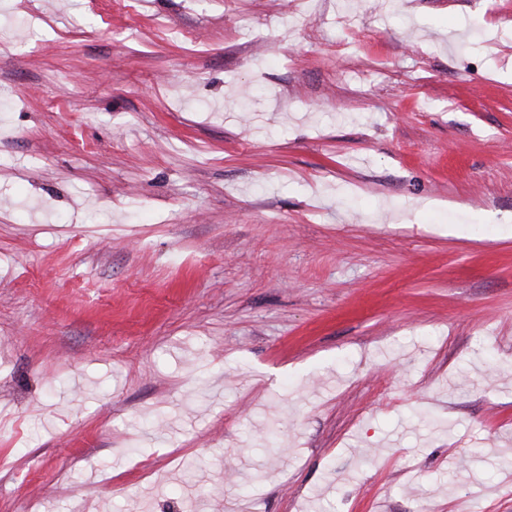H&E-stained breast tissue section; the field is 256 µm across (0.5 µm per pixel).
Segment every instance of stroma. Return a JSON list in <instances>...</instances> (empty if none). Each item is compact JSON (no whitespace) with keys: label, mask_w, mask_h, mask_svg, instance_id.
<instances>
[{"label":"stroma","mask_w":512,"mask_h":512,"mask_svg":"<svg viewBox=\"0 0 512 512\" xmlns=\"http://www.w3.org/2000/svg\"><path fill=\"white\" fill-rule=\"evenodd\" d=\"M0 512H512V0H0Z\"/></svg>","instance_id":"1"}]
</instances>
